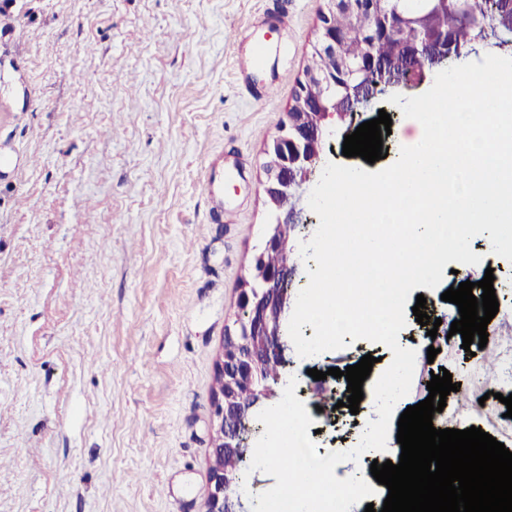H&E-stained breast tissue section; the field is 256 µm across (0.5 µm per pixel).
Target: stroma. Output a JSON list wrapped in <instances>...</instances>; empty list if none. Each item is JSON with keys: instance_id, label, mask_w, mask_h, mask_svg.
<instances>
[{"instance_id": "1", "label": "stroma", "mask_w": 512, "mask_h": 512, "mask_svg": "<svg viewBox=\"0 0 512 512\" xmlns=\"http://www.w3.org/2000/svg\"><path fill=\"white\" fill-rule=\"evenodd\" d=\"M0 27V512H202L225 329L268 230L264 149L327 0H9ZM286 18L251 98V27ZM391 116L385 159L342 153ZM406 118L387 96L332 124L322 163L381 170ZM223 183L222 202L203 192ZM471 249L512 320V262ZM356 340L286 372L346 369Z\"/></svg>"}]
</instances>
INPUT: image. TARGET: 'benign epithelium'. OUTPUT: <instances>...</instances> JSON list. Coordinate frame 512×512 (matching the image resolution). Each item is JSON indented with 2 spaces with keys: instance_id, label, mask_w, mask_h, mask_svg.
<instances>
[{
  "instance_id": "1",
  "label": "benign epithelium",
  "mask_w": 512,
  "mask_h": 512,
  "mask_svg": "<svg viewBox=\"0 0 512 512\" xmlns=\"http://www.w3.org/2000/svg\"><path fill=\"white\" fill-rule=\"evenodd\" d=\"M481 0H423L418 12L406 10L403 0H330L328 10L320 16L315 52L330 56L340 63L344 82L343 103L327 97L335 84L328 74L309 69L294 95L287 123L280 126L266 148L267 179L264 193L272 209L270 228L261 248L254 256L251 280L244 282L233 315L235 331L227 333L224 354L217 364L216 389L213 397L212 457L210 490L204 512H239L241 500L232 501L225 490L230 473L224 457L231 448L244 444L239 421L248 417L250 406L241 402L236 390L253 389L254 403L268 400L275 393L268 384L255 388L262 364L276 360L286 365L283 316L288 309V284L296 267L266 266V254L285 250L296 225L303 223L302 199L310 171L319 158V145L327 120L345 119L358 106L372 100L365 81L373 72L386 67L372 55L349 59L343 55L344 38L336 33L333 17L345 8L368 10L380 18L373 36L393 37L408 29L413 37L402 60L393 62L404 73L392 86L416 88L424 84L430 73L445 61L461 56V46L439 17L448 11L459 14L481 31L478 43L496 38L497 29L512 28V0H497L493 20H481Z\"/></svg>"
}]
</instances>
